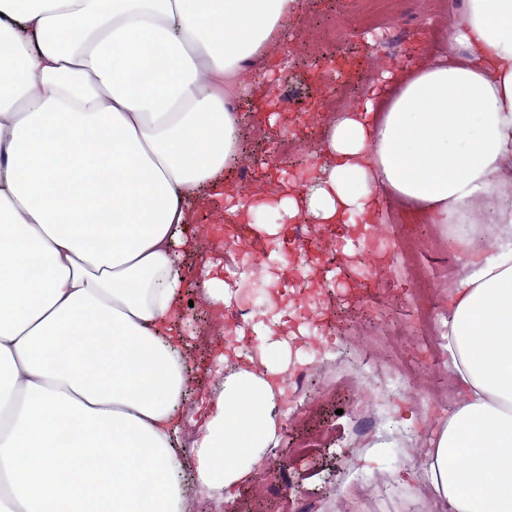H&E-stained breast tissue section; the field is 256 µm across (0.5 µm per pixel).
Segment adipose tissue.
<instances>
[{"instance_id":"ef3b65f1","label":"adipose tissue","mask_w":512,"mask_h":512,"mask_svg":"<svg viewBox=\"0 0 512 512\" xmlns=\"http://www.w3.org/2000/svg\"><path fill=\"white\" fill-rule=\"evenodd\" d=\"M307 6L0 0V370L20 402L0 423V512H186L180 257L194 205L217 195L228 224L270 209L385 224L383 197L425 224L496 225L489 248L465 246L440 320L460 395L427 471L451 512H512V0H465L414 66L386 64L337 113L302 177L246 197L224 183L233 104ZM279 349L201 398L197 489L260 464Z\"/></svg>"}]
</instances>
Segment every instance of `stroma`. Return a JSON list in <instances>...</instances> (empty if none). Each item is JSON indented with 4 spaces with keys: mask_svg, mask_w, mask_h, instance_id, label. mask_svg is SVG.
<instances>
[{
    "mask_svg": "<svg viewBox=\"0 0 512 512\" xmlns=\"http://www.w3.org/2000/svg\"><path fill=\"white\" fill-rule=\"evenodd\" d=\"M308 2L302 19L288 29V55L280 59L271 87L275 95L293 91L297 109L303 113L323 111L324 86L334 83L337 62L349 63V83H371L383 62L412 65V51L421 45L425 33L437 25L460 19L462 14L460 0L439 12L427 9L422 0H395V9L412 7V15L388 27L353 25L341 38L319 50L306 39V32L324 31L334 18L342 15L357 16L363 3L362 0ZM237 108L247 118L242 127L241 160L226 173L231 184L239 183L243 172H257V163L263 159L278 169L283 160L311 158L326 132L322 121L296 126L286 157L280 160L272 156L271 149L282 135L271 132L265 124L263 96L255 94L239 99ZM221 216V207L210 203L195 208L189 230L194 233L197 245L181 258L183 270L192 282L190 288L184 289L182 298L193 301L192 312L198 320L192 334L186 337L185 349L192 369V391L197 395L213 391L229 372L252 368L259 362L258 353L252 352L246 359L231 360L225 367L219 365L217 356L224 351V340L217 336L214 314L203 303L202 290L197 286L201 260L211 259L216 274H224V253L235 246L234 241L221 238L224 226ZM350 278L366 284L370 299L351 300L341 280L324 279L336 337L330 340L310 335L292 342L291 365L314 364L308 388L316 390L325 385L338 366L357 365L369 349V341L358 338L359 329H389L405 339L407 357L418 370L414 383L400 399L380 403L376 417L364 421V428L372 432L369 439L362 440L348 432L308 456L293 454L292 445L302 432L287 410L277 407L275 413L281 422L278 442L275 448L263 451L264 466L237 483L231 492L198 501L199 512H277V499L264 495L263 490L282 485L288 473L294 479V494L324 500L329 512H343L346 494L367 495L369 487L379 481L393 486L394 494L387 499L373 500L372 512H448L447 505L430 489L424 466L427 455L414 451L412 436L423 428L436 433L447 419V411L439 408L432 414H424L416 406L415 397L432 384L452 378L453 359L448 354L440 359L426 354L415 340L409 339V328L402 316L413 281L407 273L399 271L395 256H385L370 276L365 275L362 266H353Z\"/></svg>",
    "mask_w": 512,
    "mask_h": 512,
    "instance_id": "35a3bbf8",
    "label": "stroma"
}]
</instances>
